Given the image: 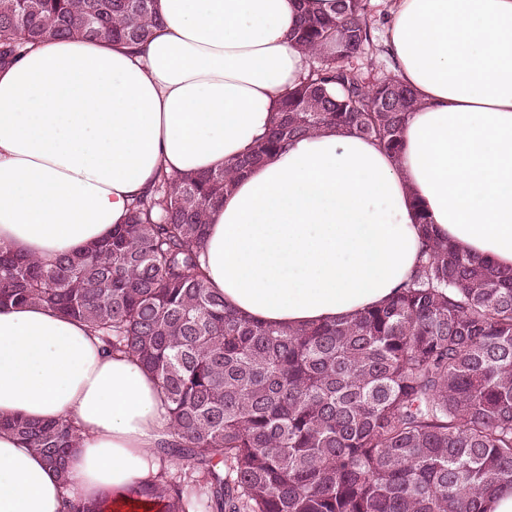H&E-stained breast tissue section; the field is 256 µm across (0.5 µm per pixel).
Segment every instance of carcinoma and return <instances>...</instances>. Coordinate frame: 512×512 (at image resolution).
Masks as SVG:
<instances>
[{
    "mask_svg": "<svg viewBox=\"0 0 512 512\" xmlns=\"http://www.w3.org/2000/svg\"><path fill=\"white\" fill-rule=\"evenodd\" d=\"M157 0H0V68L55 38L143 45ZM371 0L302 10L292 41L315 64L278 103L246 158L173 173L112 235L50 265L0 243V306L41 305L85 323L158 380L174 461L146 494L163 512H484L512 487V271L430 231L384 304L304 327L224 304L202 269L211 210L246 168L325 128L398 155L417 99L365 64ZM69 484L81 437L66 421H0Z\"/></svg>",
    "mask_w": 512,
    "mask_h": 512,
    "instance_id": "obj_1",
    "label": "carcinoma"
}]
</instances>
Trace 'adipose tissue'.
<instances>
[{
  "instance_id": "1",
  "label": "adipose tissue",
  "mask_w": 512,
  "mask_h": 512,
  "mask_svg": "<svg viewBox=\"0 0 512 512\" xmlns=\"http://www.w3.org/2000/svg\"><path fill=\"white\" fill-rule=\"evenodd\" d=\"M135 49L73 39L0 70V242L41 262L122 223L161 174L251 153L309 66L300 0H159ZM384 46L420 104L398 156L328 128L243 173L215 208L203 271L234 310L286 327L386 301L433 233L512 268V0H393ZM66 419L73 488L97 512H161L134 494L170 438L157 382L82 322L0 307V419ZM44 457L0 428V512H66Z\"/></svg>"
}]
</instances>
